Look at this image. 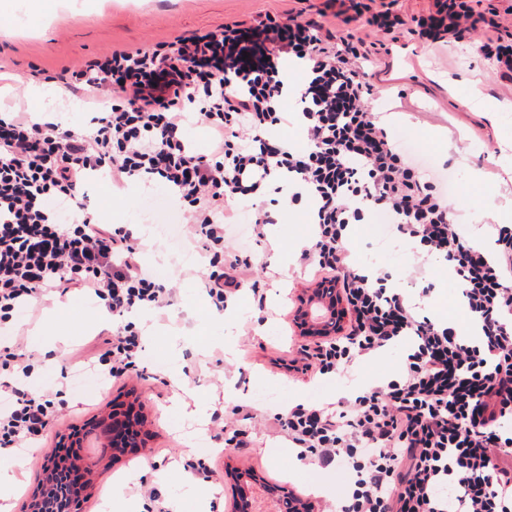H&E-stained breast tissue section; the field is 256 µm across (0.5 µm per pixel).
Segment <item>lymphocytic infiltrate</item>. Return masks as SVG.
<instances>
[{
	"label": "lymphocytic infiltrate",
	"mask_w": 512,
	"mask_h": 512,
	"mask_svg": "<svg viewBox=\"0 0 512 512\" xmlns=\"http://www.w3.org/2000/svg\"><path fill=\"white\" fill-rule=\"evenodd\" d=\"M374 2L325 0L336 29L312 17L269 18L166 47L112 50L74 74L112 94L88 132L0 115V320L48 296L90 291L120 322L87 366L124 378L138 371L143 350L128 314L169 306L172 291L143 271L132 230L96 222L80 202L86 177L103 170L115 182L170 186L188 205L182 231L206 260V292L220 310L246 287L264 297L247 242L229 230L225 198L267 195L286 179L290 203L309 202L314 219L297 263L339 288L349 312L339 334L304 348L303 374L337 373L396 347L403 359L395 378L336 409L298 404L271 417L270 428L300 459L344 466L336 512H512V324L503 319L512 312V227L494 225L489 249L464 239L446 174L393 141L368 108L369 53L349 28L363 20L389 35L402 24L390 4ZM478 29L491 33L482 54L512 79V28L490 0H433L414 33L436 44ZM288 62L306 76L297 92L302 148L267 133L288 121ZM190 118L209 128V153L183 139ZM50 197L76 202L73 222L55 219ZM372 211L453 272L470 333L421 314L388 272L356 267L347 236ZM40 364L22 334L0 347V455L30 447L62 416L30 383Z\"/></svg>",
	"instance_id": "1"
}]
</instances>
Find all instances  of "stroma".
Here are the masks:
<instances>
[{"label":"stroma","mask_w":512,"mask_h":512,"mask_svg":"<svg viewBox=\"0 0 512 512\" xmlns=\"http://www.w3.org/2000/svg\"><path fill=\"white\" fill-rule=\"evenodd\" d=\"M324 0H52L46 13L29 19L24 5H17L11 25L0 27V112H40L53 92L72 103L63 112L65 127L88 125L93 113L108 111L110 96L89 98L75 87L71 73L81 65L115 48L153 47L171 44L197 32L216 30L235 22L251 23L272 16L306 12L317 15ZM432 0H395L394 9L405 22L397 31L398 44L417 49V64L391 69L386 53L373 55L368 72L376 86L370 102L380 113L384 126L395 140L421 135L434 150L435 166L446 168L450 179L462 192L454 200L455 219L462 234L484 247H492L490 226L496 213L488 207V193L498 203L512 200V82L500 79L493 63L479 50L478 34L462 42L428 45L409 33L414 19L428 11ZM479 83L484 92L504 104L501 112H484L466 105L469 87ZM86 204L102 224H132L140 198H147L160 217L175 208L172 193L162 181L144 184L127 180L86 182ZM280 227H267L265 238L253 244L254 265L261 269L260 280L266 307H253L248 293L236 300L232 316L218 312L211 304L200 277L189 274L187 265L170 259L163 245L144 238L143 266L173 290L172 305L143 312L144 333L142 375H131L104 386L95 374L86 373L81 351L98 342L106 325L98 321L100 301H93L86 313L70 310L87 293L67 294L63 304L49 299L19 321L0 326V332H23L32 349L43 357L33 378L35 386L54 395L61 369L71 375H85L84 389L67 393L63 418L40 447L11 457H1L0 467H12L15 475L13 512L26 506L42 477L44 457L57 437L75 429H87L83 441L86 454L98 458L91 474L94 485L86 512H151V502L137 493L139 483L153 486L163 498L183 503L185 497L199 495L200 512H234L235 491L226 472L235 469L257 475L248 491V512H279L272 491L290 492L310 502L314 512H327L336 493L347 482L345 470L337 465L320 468L293 467L288 441L269 432L268 417L287 412L290 405L304 403L335 409L348 391L377 384L399 368L402 351L393 349L365 358L348 368L342 377L328 376L306 381L302 373L290 370L289 360L300 359L302 336L295 321L300 298L308 288L296 262L280 263V251L295 252L312 235L306 204L284 207ZM354 261L364 268L392 271L395 281L410 297H418V284L409 278L414 253L407 247L383 250L378 241L362 232L349 237ZM426 275L435 289L420 299L422 312L435 320H451L466 326L460 290L449 270L438 260H430ZM175 357L176 366L161 372L157 355ZM274 389L275 399L254 398L255 387ZM135 397L146 419V451L155 452V466L142 470L134 454L115 459L103 454L101 442L90 433L92 421L109 415L114 405ZM198 401L206 414L194 421L184 416L181 401ZM229 402L251 408L252 420L241 422L242 446L225 445L217 438L211 413ZM196 432L211 439L212 453L193 448L188 434ZM202 463L203 473L185 471L184 460ZM121 486L113 495V486ZM326 488L325 495H313V486Z\"/></svg>","instance_id":"stroma-1"}]
</instances>
